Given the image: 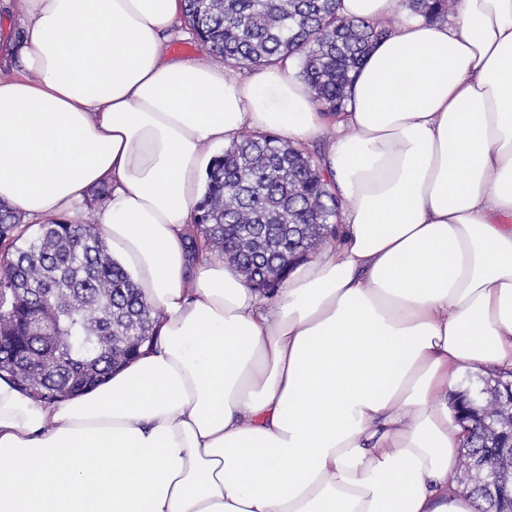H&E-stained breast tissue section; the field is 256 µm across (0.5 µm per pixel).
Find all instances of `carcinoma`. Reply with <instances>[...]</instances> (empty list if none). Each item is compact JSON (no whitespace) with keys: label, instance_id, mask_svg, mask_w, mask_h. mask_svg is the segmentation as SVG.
I'll list each match as a JSON object with an SVG mask.
<instances>
[{"label":"carcinoma","instance_id":"cac0c4a2","mask_svg":"<svg viewBox=\"0 0 512 512\" xmlns=\"http://www.w3.org/2000/svg\"><path fill=\"white\" fill-rule=\"evenodd\" d=\"M455 3L399 0L412 14L440 21ZM183 12L201 43L229 65L299 59L313 102L332 113L344 111L369 48L391 32L389 21L339 16L336 0H184ZM339 207L319 160L274 135L243 133L206 174L193 237L272 293L284 278V253L317 250L320 225L333 223ZM27 230L0 202V244L11 251L0 265V336L22 337L35 355L28 363L0 348V378L23 391L42 389L54 401L73 394L77 381L87 389L100 384L135 357L153 340L155 316L97 225L51 220L31 236ZM504 392L502 380H487L455 398L472 405L463 455H498L509 480L512 455L502 426L512 406ZM460 482L478 512H492L477 476L464 469Z\"/></svg>","mask_w":512,"mask_h":512}]
</instances>
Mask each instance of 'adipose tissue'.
<instances>
[{
	"label": "adipose tissue",
	"instance_id": "1",
	"mask_svg": "<svg viewBox=\"0 0 512 512\" xmlns=\"http://www.w3.org/2000/svg\"><path fill=\"white\" fill-rule=\"evenodd\" d=\"M0 201L83 221L159 311L154 342L54 402L0 379V512H475L461 370H512V0L397 24L344 112L292 60L243 79L166 56L180 0H17ZM324 139L339 239L272 296L188 233L243 130Z\"/></svg>",
	"mask_w": 512,
	"mask_h": 512
}]
</instances>
